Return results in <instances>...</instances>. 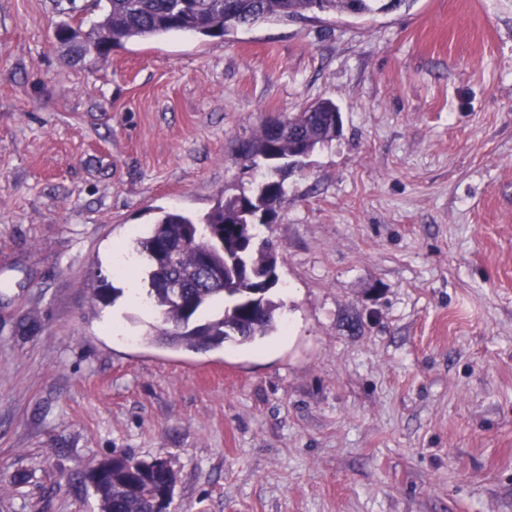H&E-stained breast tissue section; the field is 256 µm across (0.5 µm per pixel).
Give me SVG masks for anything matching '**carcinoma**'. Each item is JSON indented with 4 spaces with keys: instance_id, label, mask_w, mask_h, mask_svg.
<instances>
[{
    "instance_id": "cac0c4a2",
    "label": "carcinoma",
    "mask_w": 512,
    "mask_h": 512,
    "mask_svg": "<svg viewBox=\"0 0 512 512\" xmlns=\"http://www.w3.org/2000/svg\"><path fill=\"white\" fill-rule=\"evenodd\" d=\"M409 0H104L103 14L83 34L69 23L57 24V41L68 46L70 57H104L123 43L170 32L208 37L224 36L260 21L304 18L318 7L324 12L354 17L374 16L399 9ZM336 104L318 100L304 111L276 124L265 125L256 138L242 146V167L264 168L262 179L249 191L226 197L204 216L196 218L178 211L162 212L148 235L137 238V252L146 261L149 288L146 301L160 314V324L148 334L150 341L163 340L186 350L219 348L228 340L241 344L270 335L277 329L278 306L271 300L272 285L260 276L276 268L278 257L269 244H258L236 233L237 226L274 223L284 196L288 163L300 155L336 139ZM207 234L208 228L224 227V250L213 263L224 270V280L204 277L197 261V248L189 245L176 264H156L152 254L189 226ZM215 301L224 302L221 313L197 319ZM148 466L145 460L124 457L112 475L95 489L98 512H154L157 487L133 472Z\"/></svg>"
}]
</instances>
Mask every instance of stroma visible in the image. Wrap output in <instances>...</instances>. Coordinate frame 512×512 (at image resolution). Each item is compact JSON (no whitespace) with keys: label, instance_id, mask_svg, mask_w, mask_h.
I'll return each mask as SVG.
<instances>
[{"label":"stroma","instance_id":"35a3bbf8","mask_svg":"<svg viewBox=\"0 0 512 512\" xmlns=\"http://www.w3.org/2000/svg\"><path fill=\"white\" fill-rule=\"evenodd\" d=\"M101 14L0 0V512H97L117 451L170 464L169 512H512V0L67 63L56 23ZM318 99L341 133L260 231L281 329L145 341L114 251L254 186L240 143Z\"/></svg>","mask_w":512,"mask_h":512}]
</instances>
